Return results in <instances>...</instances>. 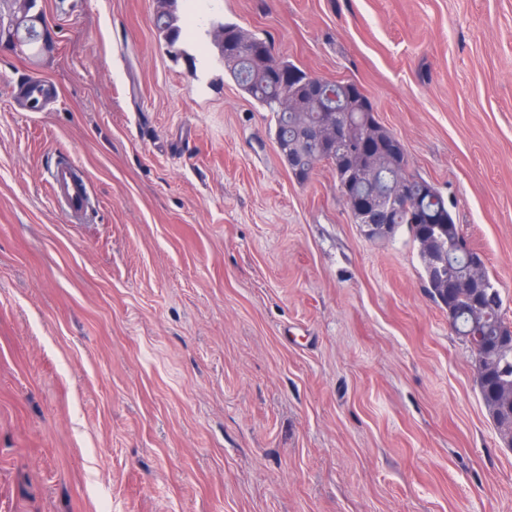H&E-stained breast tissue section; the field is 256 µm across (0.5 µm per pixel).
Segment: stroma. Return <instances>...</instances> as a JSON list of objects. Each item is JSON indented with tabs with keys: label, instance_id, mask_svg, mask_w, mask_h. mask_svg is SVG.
I'll use <instances>...</instances> for the list:
<instances>
[{
	"label": "stroma",
	"instance_id": "35a3bbf8",
	"mask_svg": "<svg viewBox=\"0 0 512 512\" xmlns=\"http://www.w3.org/2000/svg\"><path fill=\"white\" fill-rule=\"evenodd\" d=\"M41 4L51 49H0V512H512V448L407 229L366 238L328 164L297 179L156 0ZM206 9L359 87L512 321V0ZM31 77L46 111L14 102ZM59 155L85 223L53 205ZM156 27L162 33L166 41L176 45L182 37L183 30L178 24V16L175 12L177 0H157ZM23 96L26 106L31 112H38L57 97L56 89L46 80H33L26 83ZM52 196L70 222L79 223L89 209L87 185L72 158L58 159L50 167Z\"/></svg>",
	"mask_w": 512,
	"mask_h": 512
}]
</instances>
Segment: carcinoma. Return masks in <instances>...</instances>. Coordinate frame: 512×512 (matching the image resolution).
Wrapping results in <instances>:
<instances>
[{
	"label": "carcinoma",
	"mask_w": 512,
	"mask_h": 512,
	"mask_svg": "<svg viewBox=\"0 0 512 512\" xmlns=\"http://www.w3.org/2000/svg\"><path fill=\"white\" fill-rule=\"evenodd\" d=\"M176 3L177 0H157L156 9V27L172 46L181 40L183 34L175 12ZM217 26L229 35L225 45L218 47L219 59L224 64V74L230 76L250 98L271 112L275 141L282 149L288 150L293 167L304 171L325 162L335 172L336 183L349 184L359 196L365 195L371 183L389 193L392 191L393 181L399 177L404 179L414 197L419 199L418 208L395 213L393 232L396 233L405 226L412 235L422 263L423 283L428 295L438 306L451 309L453 323L450 329L466 345H471L468 336L476 330L481 332L485 342L497 335L506 318L502 312L500 292L488 273H483L481 292L495 295V306L480 310L465 295L448 298V280L466 278L470 273V262L461 250L459 224L440 191L412 173L409 168L401 167L402 158L398 152L378 156L368 154L360 161L339 150L332 155L324 154L313 143L303 139L302 135L319 119L323 108L321 100L307 86L298 89L292 86L282 88L267 80V74L276 70L300 73L302 69L287 57L271 50L250 57L235 53L237 48L242 49L254 43L262 44L264 40L237 25L219 22ZM290 92L298 97V105L285 112L280 110L277 101ZM340 104L345 106L342 120L355 138L374 145L396 140V135L375 117L372 104L366 95L359 93L348 99L343 93ZM429 240L445 252L452 251L455 256L444 275L431 271L433 256L429 252ZM486 373L494 377L496 390L512 394V348L488 355Z\"/></svg>",
	"instance_id": "carcinoma-1"
}]
</instances>
